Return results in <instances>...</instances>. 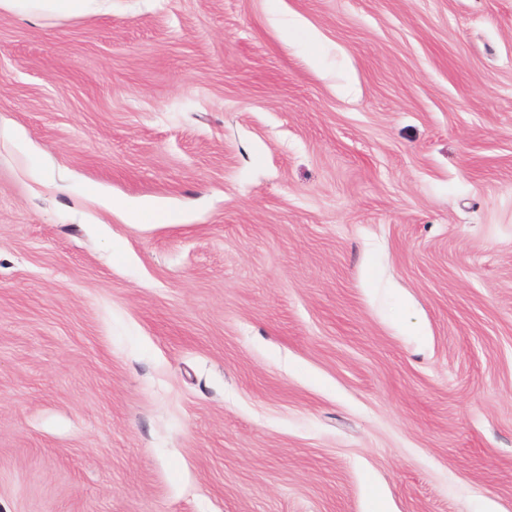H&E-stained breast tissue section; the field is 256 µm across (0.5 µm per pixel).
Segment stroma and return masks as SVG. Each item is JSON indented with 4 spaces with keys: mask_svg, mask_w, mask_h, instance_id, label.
<instances>
[{
    "mask_svg": "<svg viewBox=\"0 0 512 512\" xmlns=\"http://www.w3.org/2000/svg\"><path fill=\"white\" fill-rule=\"evenodd\" d=\"M380 498L512 512V0L0 14V512Z\"/></svg>",
    "mask_w": 512,
    "mask_h": 512,
    "instance_id": "stroma-1",
    "label": "stroma"
}]
</instances>
